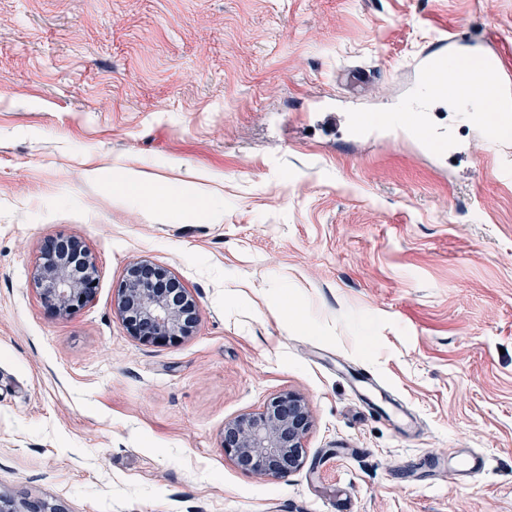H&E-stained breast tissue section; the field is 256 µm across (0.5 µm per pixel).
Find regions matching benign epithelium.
<instances>
[{"instance_id": "benign-epithelium-1", "label": "benign epithelium", "mask_w": 512, "mask_h": 512, "mask_svg": "<svg viewBox=\"0 0 512 512\" xmlns=\"http://www.w3.org/2000/svg\"><path fill=\"white\" fill-rule=\"evenodd\" d=\"M34 283L48 308L70 317L93 298L97 279L95 259L72 236L45 241ZM114 308L130 336L144 344H171L192 335L199 321L196 300L175 276L149 261L130 265L114 299ZM312 427L308 404L286 392L263 410L224 423L222 447L241 471L286 477L302 464L305 438ZM0 512H56L43 502L23 510L0 500Z\"/></svg>"}]
</instances>
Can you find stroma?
<instances>
[{"label":"stroma","instance_id":"35a3bbf8","mask_svg":"<svg viewBox=\"0 0 512 512\" xmlns=\"http://www.w3.org/2000/svg\"><path fill=\"white\" fill-rule=\"evenodd\" d=\"M460 32L512 70V0H0V497L58 512H512V152L447 102L431 154L371 134L417 58ZM368 71L362 91L344 74ZM205 186L153 214L118 169ZM79 237L76 315L33 282ZM166 268L200 318L144 345L113 308ZM285 391L313 426L299 470H239L227 421ZM484 455L453 484L450 458ZM33 279L47 307L57 316L70 317L95 294L96 262L80 240L56 237L43 244Z\"/></svg>","mask_w":512,"mask_h":512}]
</instances>
